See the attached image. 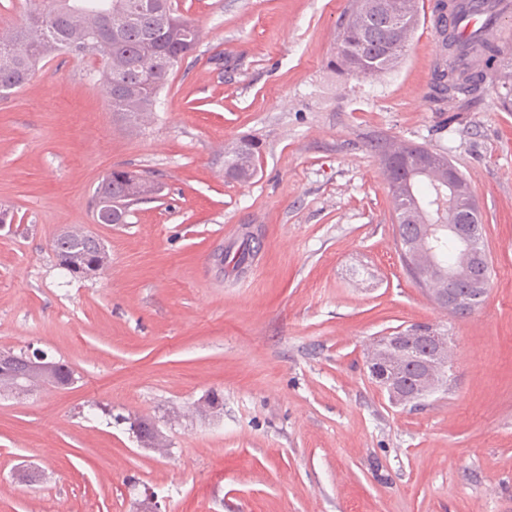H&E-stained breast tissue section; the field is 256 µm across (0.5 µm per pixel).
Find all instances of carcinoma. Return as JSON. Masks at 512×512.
Returning a JSON list of instances; mask_svg holds the SVG:
<instances>
[{
	"instance_id": "1",
	"label": "carcinoma",
	"mask_w": 512,
	"mask_h": 512,
	"mask_svg": "<svg viewBox=\"0 0 512 512\" xmlns=\"http://www.w3.org/2000/svg\"><path fill=\"white\" fill-rule=\"evenodd\" d=\"M152 11L142 0H26L23 17L0 38V95L23 88L42 61L61 51L80 57L101 58L110 80L104 93L116 115L144 121L154 111L158 96L171 72L199 41V32L174 8L172 0H152ZM378 0H352L336 35V59L349 74L363 75L369 66L394 68L404 51L389 53L391 21L377 8H367ZM444 3L435 8V23L446 56L431 82L433 99L448 102V111H459L458 103H478L484 94L494 63L504 47L487 31L468 39L458 34V21L471 9L467 0H453L448 12ZM367 12L364 22L358 21ZM259 146L243 139L224 155V170L234 180H247L256 171ZM423 146L411 145L403 161L402 182L390 186L397 215L407 219L397 225L396 250L402 267L412 274V264L428 263L429 288L436 292L448 287V263L459 261L455 243L440 229L437 182L441 171L426 183L416 175V155L427 153ZM155 193L154 183L140 172L114 169L94 192V204H102L104 216L112 224L125 223L129 208ZM59 265L74 276L96 263L109 267V255L89 233L63 232L53 241ZM417 355L406 352L389 359L397 369L396 378L412 374ZM75 382V372L64 362L43 354L42 361L29 367L25 378L15 380L0 374V395H21L38 386L66 387ZM131 427L145 439L146 448L162 449L158 431L142 420Z\"/></svg>"
}]
</instances>
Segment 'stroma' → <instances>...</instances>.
Returning a JSON list of instances; mask_svg holds the SVG:
<instances>
[{
  "mask_svg": "<svg viewBox=\"0 0 512 512\" xmlns=\"http://www.w3.org/2000/svg\"><path fill=\"white\" fill-rule=\"evenodd\" d=\"M200 32L150 119L127 128L98 60L62 52L0 97V350L40 348L74 384L0 396V512H512V110L501 87L448 115L434 0L401 63H336L349 0H174ZM260 146L224 176L225 147ZM448 156L469 182L491 263L482 307L439 309L403 270L379 147ZM158 194L126 223L91 198L116 168ZM82 225L108 269L72 278L51 244ZM258 238L244 265L242 227ZM426 324L447 336L448 384L393 404L373 341ZM214 397L217 408L202 403ZM167 449L141 447L129 418ZM259 146L253 140H240L235 146L224 155L225 170L233 180H247L256 171Z\"/></svg>",
  "mask_w": 512,
  "mask_h": 512,
  "instance_id": "stroma-1",
  "label": "stroma"
}]
</instances>
